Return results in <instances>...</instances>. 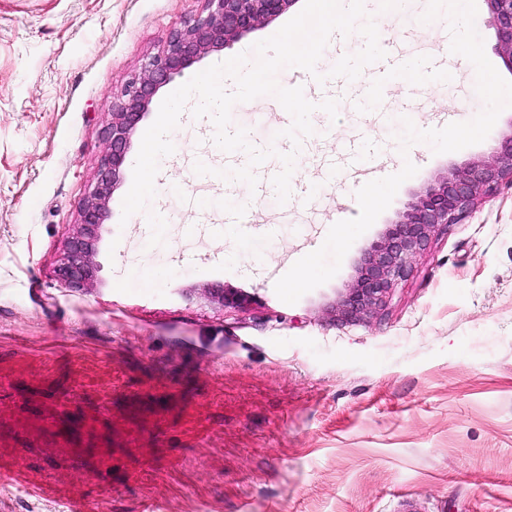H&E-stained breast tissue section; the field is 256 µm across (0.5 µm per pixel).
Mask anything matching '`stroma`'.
I'll return each instance as SVG.
<instances>
[{
  "mask_svg": "<svg viewBox=\"0 0 512 512\" xmlns=\"http://www.w3.org/2000/svg\"><path fill=\"white\" fill-rule=\"evenodd\" d=\"M424 0L387 15L403 62L377 65L337 91L328 73L365 44L333 35L317 70L279 72L309 101L338 98L304 137L308 187L280 205L266 173L256 189L198 176L228 162L210 118L184 110L172 155L160 161L148 224L122 219L142 137L162 101L195 74L248 50L299 12L212 51L158 90L136 127L101 229L96 280L62 287L56 269L105 154L112 107L173 29L207 0H0V459L34 486L0 481V512H65L50 483L88 512H512V189L439 229L368 322L332 310L361 260L412 195L512 131L504 110L488 137L456 152L426 143L401 156L402 117L440 128L484 107L468 62L450 53L446 21L421 23ZM289 115L275 97L236 104L231 123L251 142L288 151ZM363 167L321 166L346 147ZM417 174L345 255L339 272L298 302L274 284L318 249L335 222L355 217L352 188ZM251 207L253 248L236 252L212 225ZM246 298L227 307L214 287Z\"/></svg>",
  "mask_w": 512,
  "mask_h": 512,
  "instance_id": "35a3bbf8",
  "label": "stroma"
}]
</instances>
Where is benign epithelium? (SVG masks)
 <instances>
[{
  "instance_id": "benign-epithelium-1",
  "label": "benign epithelium",
  "mask_w": 512,
  "mask_h": 512,
  "mask_svg": "<svg viewBox=\"0 0 512 512\" xmlns=\"http://www.w3.org/2000/svg\"><path fill=\"white\" fill-rule=\"evenodd\" d=\"M204 17L170 33L166 45L125 86L112 109L106 129L108 149L98 178L81 204V222L67 240L57 267V278L67 288L94 285L96 244L108 212L112 192L130 137L158 90L214 49L225 48L242 35L264 26L297 0H208ZM495 28V52L512 71V0H484ZM504 186L512 187V134L491 155L454 168L416 193L406 204L403 219L390 225L382 239L364 254L354 283L336 302V321L357 323L383 306L386 295L408 275L412 260L424 251L433 233L458 224L481 201Z\"/></svg>"
}]
</instances>
